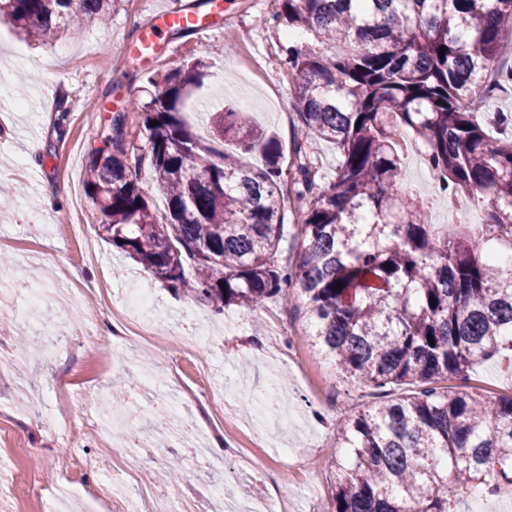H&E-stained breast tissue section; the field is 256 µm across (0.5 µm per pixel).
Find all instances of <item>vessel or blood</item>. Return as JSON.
<instances>
[{"label": "vessel or blood", "mask_w": 512, "mask_h": 512, "mask_svg": "<svg viewBox=\"0 0 512 512\" xmlns=\"http://www.w3.org/2000/svg\"><path fill=\"white\" fill-rule=\"evenodd\" d=\"M212 11L202 14L190 9L168 8L159 11L154 16L153 26L140 29L137 44L142 55L152 56L158 51L168 55H176L178 48L174 44L160 45L157 32L161 29H191L199 35H206L213 29L215 21L219 20L224 11V0H211Z\"/></svg>", "instance_id": "b4317fda"}]
</instances>
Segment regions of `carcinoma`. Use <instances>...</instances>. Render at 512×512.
<instances>
[{
    "label": "carcinoma",
    "instance_id": "1",
    "mask_svg": "<svg viewBox=\"0 0 512 512\" xmlns=\"http://www.w3.org/2000/svg\"><path fill=\"white\" fill-rule=\"evenodd\" d=\"M112 0H0V16L41 44L103 25ZM277 24L315 44H291L284 63L304 139L283 190L277 138L243 112L216 114L214 140L184 123L200 64L151 80L139 106L150 174L167 209L155 214L127 164L112 113V150L91 154L86 196L116 247L170 287L260 308L289 289L312 346L341 378L387 400L336 420L346 457L335 462L334 512H462L486 471L512 496V395L471 390L480 358L512 363V140L481 122L512 86L498 65L512 42V0H279ZM346 50L327 54L322 44ZM444 54H439V51ZM411 131L446 190L474 198L483 223L430 222L427 203L401 189L395 128ZM258 151L248 168L224 149ZM336 145V173L316 182V144ZM302 215L298 261L276 259L282 202ZM342 288H337V284ZM434 343H429L428 336ZM455 379L456 390L437 383ZM411 386L414 391L390 397Z\"/></svg>",
    "mask_w": 512,
    "mask_h": 512
}]
</instances>
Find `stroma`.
I'll return each instance as SVG.
<instances>
[{"label": "stroma", "mask_w": 512, "mask_h": 512, "mask_svg": "<svg viewBox=\"0 0 512 512\" xmlns=\"http://www.w3.org/2000/svg\"><path fill=\"white\" fill-rule=\"evenodd\" d=\"M187 5L203 12L209 0H112L107 26L85 29L83 36L60 38L42 45L26 42L9 25H0V301L26 306L28 286L66 289L79 284L80 306L98 308L96 289L109 281L113 291L141 286L152 289L157 330L171 336L164 349H131V361H111L122 349L120 338L103 333L86 337L70 324L71 308L44 298L38 321H11L0 329V361L12 359L20 336H39L44 325L58 326L71 338L64 362L47 356L29 358L25 371L0 373V473L9 488L0 494V512H40V496L54 499L58 512H101L92 500L104 471L87 472L82 482L68 484L59 462L81 453L104 456L94 437L73 442L59 436L58 424L95 415L97 399L110 397L112 382L121 378L135 385L140 356L154 358L151 370L165 385L160 396L137 394L127 404L125 449L136 456L140 479L161 497L177 496L198 502L204 512L212 491H222L236 505L240 488L250 499L266 494L287 497L291 512H334L336 475L333 466L343 455L336 418L374 404L369 388L337 380L333 367L312 348L305 319L287 301L255 309L214 306L182 290L170 288L127 252L112 245L98 230V219L86 194L48 209L44 195L82 186L92 145L110 110L128 111L126 145L129 157L145 151L134 105L148 101L151 75L191 63H201L204 84L183 105L186 125L204 141L212 135L214 113L227 108L248 112L253 121L281 142L283 169L294 170L293 143L300 125L292 107L293 84L283 62L289 42L310 41L296 30L285 40L284 26L272 19L276 0H224V21L207 36L194 31H166L162 40L179 44L174 57L140 60L122 43L136 39L156 9ZM233 48H225L226 37ZM92 98L94 108L61 115L63 99ZM40 142L37 154L28 145ZM59 226L48 235L43 225ZM94 247L98 262L86 260ZM278 368L297 417L260 448L261 476L240 468L235 452L222 454L221 467L196 466L195 448L214 452L224 433L209 429L196 418L190 432L178 431L186 389L195 394L213 390L238 399L241 407L260 403L271 368ZM470 384L488 397L512 395V363L505 359L479 360L470 370ZM303 454L322 453L317 471L285 474L278 446ZM182 465L178 480L158 479L160 459Z\"/></svg>", "instance_id": "stroma-1"}]
</instances>
